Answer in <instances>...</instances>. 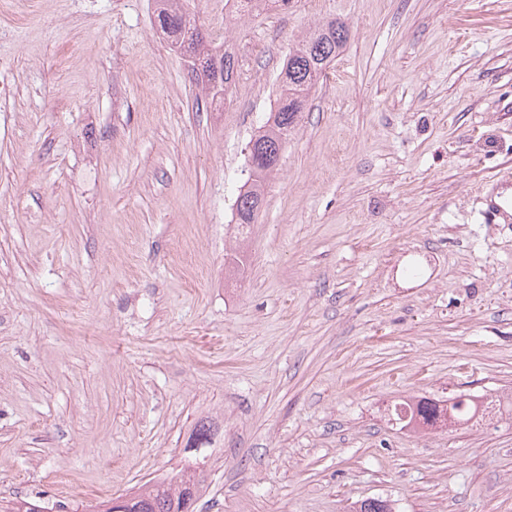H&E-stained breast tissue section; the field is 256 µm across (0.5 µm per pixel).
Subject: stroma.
<instances>
[{"label":"stroma","instance_id":"obj_1","mask_svg":"<svg viewBox=\"0 0 512 512\" xmlns=\"http://www.w3.org/2000/svg\"><path fill=\"white\" fill-rule=\"evenodd\" d=\"M19 2L0 0V499L82 512L201 455L196 512H512V418L392 416L512 392V220L485 217L512 200V0H185L236 59L217 108L154 0ZM330 18L349 39L238 240L248 143ZM443 406L438 407L440 401L422 398L417 400L412 405H408L409 416L405 426H419V427H434L439 423H448V401ZM216 427L210 420H200L187 439L185 448H209L213 445Z\"/></svg>","mask_w":512,"mask_h":512}]
</instances>
